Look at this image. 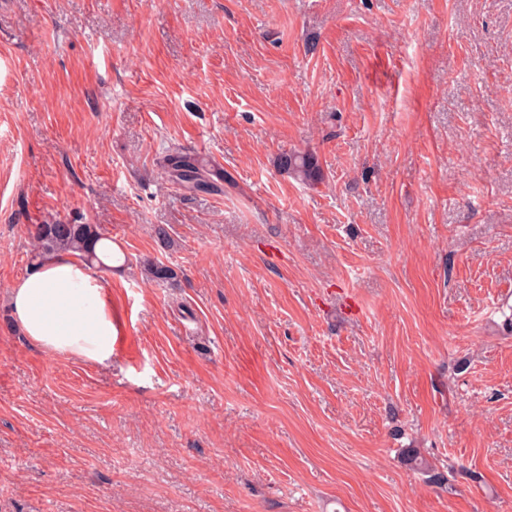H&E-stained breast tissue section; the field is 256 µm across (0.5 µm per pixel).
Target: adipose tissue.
<instances>
[{"mask_svg": "<svg viewBox=\"0 0 512 512\" xmlns=\"http://www.w3.org/2000/svg\"><path fill=\"white\" fill-rule=\"evenodd\" d=\"M109 280L70 253L45 256L17 282L10 306L16 323L37 347L107 364L117 334Z\"/></svg>", "mask_w": 512, "mask_h": 512, "instance_id": "1", "label": "adipose tissue"}]
</instances>
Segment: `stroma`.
I'll use <instances>...</instances> for the list:
<instances>
[{"mask_svg":"<svg viewBox=\"0 0 512 512\" xmlns=\"http://www.w3.org/2000/svg\"><path fill=\"white\" fill-rule=\"evenodd\" d=\"M56 221L110 366L13 319ZM511 315L512 0H0V512H512ZM167 180L189 193H223L231 176L216 161H204L195 152L176 149L159 160ZM276 165L280 172L309 185H318L324 180L318 158L310 151L281 152L276 158Z\"/></svg>","mask_w":512,"mask_h":512,"instance_id":"obj_1","label":"stroma"}]
</instances>
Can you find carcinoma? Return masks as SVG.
Segmentation results:
<instances>
[{
  "mask_svg": "<svg viewBox=\"0 0 512 512\" xmlns=\"http://www.w3.org/2000/svg\"><path fill=\"white\" fill-rule=\"evenodd\" d=\"M279 171L309 185L323 182L324 175L317 156L310 152L284 151L276 158ZM159 166L167 180L189 193H223L224 185L231 182V176L219 163L205 161L196 153L185 149H176L159 160ZM35 255L68 252L79 254L87 261L104 265L96 253V245L104 239V233L96 224H37L31 231ZM142 274L149 281L169 282L177 278L176 271L170 266L149 260L142 266ZM404 460L407 464L422 471L431 483H441L444 475L435 471L409 448Z\"/></svg>",
  "mask_w": 512,
  "mask_h": 512,
  "instance_id": "carcinoma-1",
  "label": "carcinoma"
}]
</instances>
